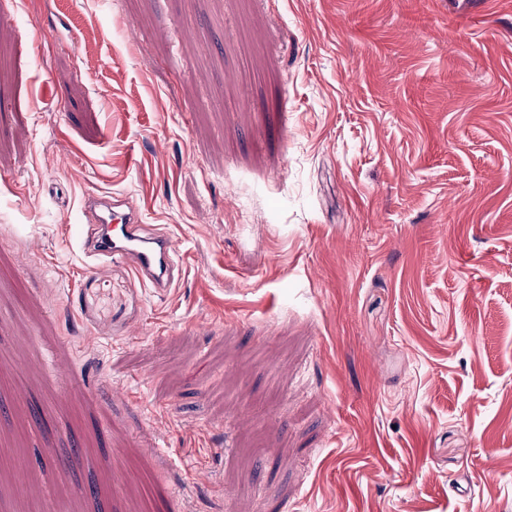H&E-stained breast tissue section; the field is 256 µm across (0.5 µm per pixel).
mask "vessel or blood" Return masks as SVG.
<instances>
[{"label":"vessel or blood","instance_id":"obj_1","mask_svg":"<svg viewBox=\"0 0 512 512\" xmlns=\"http://www.w3.org/2000/svg\"><path fill=\"white\" fill-rule=\"evenodd\" d=\"M84 210L92 222L80 241L85 254L126 260L151 288L159 292L171 288L180 242L171 234L146 229L144 206L138 197L92 196L85 199Z\"/></svg>","mask_w":512,"mask_h":512}]
</instances>
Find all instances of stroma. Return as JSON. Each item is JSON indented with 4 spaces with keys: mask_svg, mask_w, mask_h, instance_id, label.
Here are the masks:
<instances>
[{
    "mask_svg": "<svg viewBox=\"0 0 512 512\" xmlns=\"http://www.w3.org/2000/svg\"><path fill=\"white\" fill-rule=\"evenodd\" d=\"M0 373L5 512H512V0H0ZM84 210L93 223L80 240L85 254L126 260L157 292L171 288L176 277L174 256L180 242L171 234L146 229L144 206L138 197L92 196L85 199Z\"/></svg>",
    "mask_w": 512,
    "mask_h": 512,
    "instance_id": "stroma-1",
    "label": "stroma"
}]
</instances>
